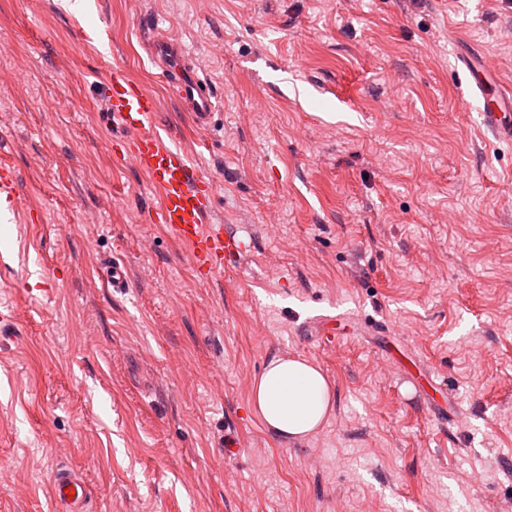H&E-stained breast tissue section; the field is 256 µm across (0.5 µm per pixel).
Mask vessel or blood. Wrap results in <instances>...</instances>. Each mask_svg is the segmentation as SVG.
Masks as SVG:
<instances>
[{
  "label": "vessel or blood",
  "mask_w": 512,
  "mask_h": 512,
  "mask_svg": "<svg viewBox=\"0 0 512 512\" xmlns=\"http://www.w3.org/2000/svg\"><path fill=\"white\" fill-rule=\"evenodd\" d=\"M148 46L155 62L177 88L182 110L191 113L197 125L209 124L217 103L212 84L197 74L177 43L156 30H149ZM459 59L470 89L483 102L479 113L481 128L499 139L512 141V85L501 79L494 63L481 51L463 50ZM105 96L116 126L113 145L127 146L125 161L149 178L160 197L153 211L156 221L163 224L170 236L189 247L196 270L208 277L246 256L250 246L236 232L207 223L214 206V184L199 173L172 133L159 132V105L153 92L116 68ZM0 197L9 202L11 214H18L16 175L7 166L0 168ZM50 494L58 512H86L85 484L74 474L57 471Z\"/></svg>",
  "instance_id": "b4317fda"
}]
</instances>
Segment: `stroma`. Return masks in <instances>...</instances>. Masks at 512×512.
Masks as SVG:
<instances>
[{
	"label": "stroma",
	"mask_w": 512,
	"mask_h": 512,
	"mask_svg": "<svg viewBox=\"0 0 512 512\" xmlns=\"http://www.w3.org/2000/svg\"><path fill=\"white\" fill-rule=\"evenodd\" d=\"M0 0V512H506L512 507V143L454 72L477 45L512 80V0ZM223 97L179 108L147 24ZM154 91L208 221L251 241L211 279L147 222L110 150L113 68ZM124 262L112 292L104 264ZM335 317L326 342L310 322ZM332 411L285 440L251 401L275 358ZM432 376L448 418L405 373ZM237 431L242 455H224ZM0 197L4 196L10 204V212L15 217L20 210L18 184L14 171L5 164L0 165ZM71 491H75L73 498L68 497ZM50 494L58 506V512H86L85 484L74 474L58 470L51 482Z\"/></svg>",
	"instance_id": "obj_1"
}]
</instances>
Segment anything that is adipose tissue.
<instances>
[{
	"mask_svg": "<svg viewBox=\"0 0 512 512\" xmlns=\"http://www.w3.org/2000/svg\"><path fill=\"white\" fill-rule=\"evenodd\" d=\"M252 399L267 426L287 439L318 429L332 409V389L321 370L302 358L276 359L265 366Z\"/></svg>",
	"mask_w": 512,
	"mask_h": 512,
	"instance_id": "ef3b65f1",
	"label": "adipose tissue"
}]
</instances>
